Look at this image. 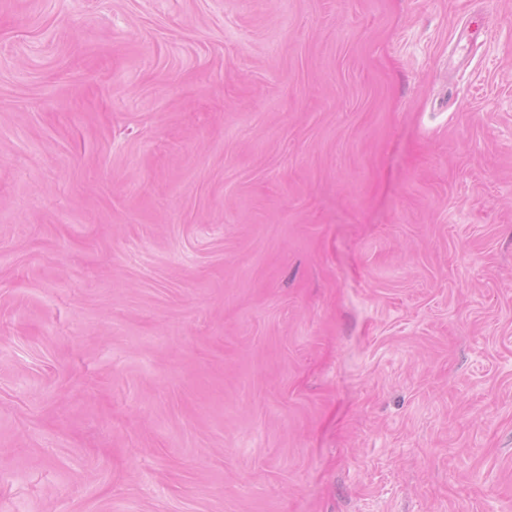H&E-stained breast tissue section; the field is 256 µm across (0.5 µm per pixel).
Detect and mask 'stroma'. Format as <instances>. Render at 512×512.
Listing matches in <instances>:
<instances>
[{"mask_svg":"<svg viewBox=\"0 0 512 512\" xmlns=\"http://www.w3.org/2000/svg\"><path fill=\"white\" fill-rule=\"evenodd\" d=\"M0 512H512V0H0Z\"/></svg>","mask_w":512,"mask_h":512,"instance_id":"35a3bbf8","label":"stroma"}]
</instances>
